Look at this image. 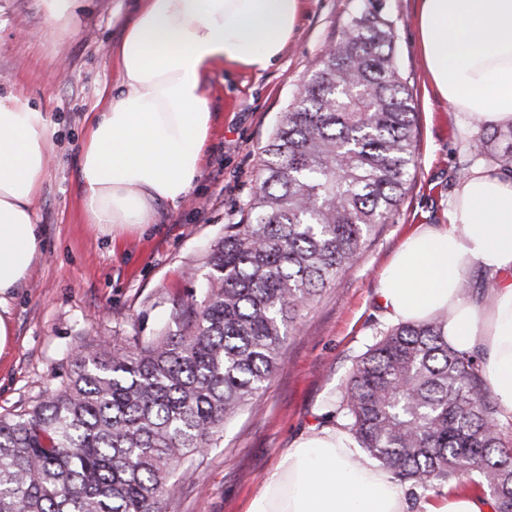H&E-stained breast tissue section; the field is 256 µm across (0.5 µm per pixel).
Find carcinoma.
<instances>
[{
	"label": "carcinoma",
	"mask_w": 512,
	"mask_h": 512,
	"mask_svg": "<svg viewBox=\"0 0 512 512\" xmlns=\"http://www.w3.org/2000/svg\"><path fill=\"white\" fill-rule=\"evenodd\" d=\"M392 24L355 11L265 146L249 222L207 253L202 300H180L131 351L79 346L66 381L0 417V512H163L173 477L217 443L282 364L288 328L387 223L415 168L412 93ZM512 174V126L473 139ZM480 357L442 322L399 323L356 359L326 421L412 488L485 487L512 512V434Z\"/></svg>",
	"instance_id": "1"
}]
</instances>
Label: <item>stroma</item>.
<instances>
[{"label":"stroma","mask_w":512,"mask_h":512,"mask_svg":"<svg viewBox=\"0 0 512 512\" xmlns=\"http://www.w3.org/2000/svg\"><path fill=\"white\" fill-rule=\"evenodd\" d=\"M373 4L394 24V55L417 112V170L397 211L358 260L303 309L283 347V364L261 407L228 424L217 447L194 458L192 480L171 484L165 512H245L281 449L324 428L358 356L389 327L377 301L393 252L417 225L448 223L458 165L472 160L461 116L431 87L417 49L420 0H304L298 28L278 63L259 74L219 71L207 79L213 124L197 187L155 225L117 240L87 224L78 180L86 124L117 83L112 50L138 0H73L51 29L42 0H0V93L28 99L56 125L55 148L36 220L44 253L11 301L14 336L0 357V415L30 406L59 386L76 348L91 340L136 349L170 326L177 299L201 297V256L228 224L246 219L264 148L348 16Z\"/></svg>","instance_id":"1"}]
</instances>
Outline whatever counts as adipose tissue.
Wrapping results in <instances>:
<instances>
[{
  "instance_id": "obj_1",
  "label": "adipose tissue",
  "mask_w": 512,
  "mask_h": 512,
  "mask_svg": "<svg viewBox=\"0 0 512 512\" xmlns=\"http://www.w3.org/2000/svg\"><path fill=\"white\" fill-rule=\"evenodd\" d=\"M302 0H140L114 48L117 91L85 130L79 182L88 224L117 237L154 223L196 187L212 127L205 79L215 68L261 74L294 36ZM419 50L439 96L467 132L512 125V0H421ZM47 113L0 96V351L10 297L44 247L34 207L52 153ZM448 225H419L378 286L394 323L445 320L450 346L480 355L486 389L512 414V178L475 164ZM481 275L489 295L461 294ZM355 441L323 428L286 449L246 512H405L406 493L364 466Z\"/></svg>"
}]
</instances>
